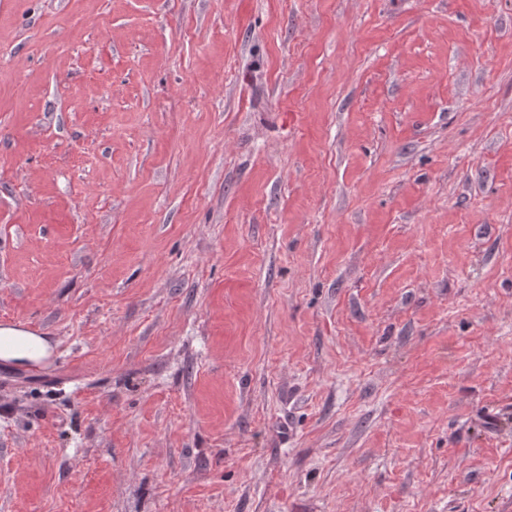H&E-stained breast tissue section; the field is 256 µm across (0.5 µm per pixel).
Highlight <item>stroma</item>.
Returning a JSON list of instances; mask_svg holds the SVG:
<instances>
[{"label": "stroma", "mask_w": 512, "mask_h": 512, "mask_svg": "<svg viewBox=\"0 0 512 512\" xmlns=\"http://www.w3.org/2000/svg\"><path fill=\"white\" fill-rule=\"evenodd\" d=\"M0 512H512V0H0ZM50 345L47 339L27 332L20 326L0 327V359L18 365L47 358Z\"/></svg>", "instance_id": "obj_1"}]
</instances>
